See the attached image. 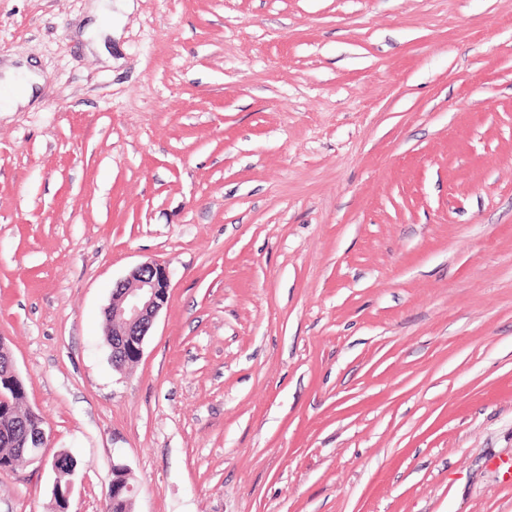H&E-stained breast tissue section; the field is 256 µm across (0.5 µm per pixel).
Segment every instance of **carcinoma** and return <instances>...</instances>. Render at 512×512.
<instances>
[{
    "label": "carcinoma",
    "mask_w": 512,
    "mask_h": 512,
    "mask_svg": "<svg viewBox=\"0 0 512 512\" xmlns=\"http://www.w3.org/2000/svg\"><path fill=\"white\" fill-rule=\"evenodd\" d=\"M10 358L7 344L0 341V472L8 471L19 457V449L26 447L25 424H33L39 415L23 407L26 388L24 380L8 377L6 363ZM66 465L59 470L58 484L66 487L71 469L83 467V461L68 450L60 451ZM113 483L107 490V512H132L133 502L127 486L131 484L129 472L115 469Z\"/></svg>",
    "instance_id": "carcinoma-1"
}]
</instances>
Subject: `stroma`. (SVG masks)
I'll list each match as a JSON object with an SVG mask.
<instances>
[{
  "label": "stroma",
  "instance_id": "35a3bbf8",
  "mask_svg": "<svg viewBox=\"0 0 512 512\" xmlns=\"http://www.w3.org/2000/svg\"><path fill=\"white\" fill-rule=\"evenodd\" d=\"M0 0V337L70 512H512V0ZM171 271L141 360L104 310ZM51 468L0 512H53ZM9 91L3 112H12L19 105H26L34 94L35 76L26 65L9 66L6 70ZM60 456L64 457V459L66 461V465L59 470V474L57 476V481H58V484L61 485L62 489L65 490L62 493H63V497L65 498L68 508H69L70 498H71V494L73 492V483L71 480H69V477H70V475L73 476L75 474V472H76L75 469H81L83 467V461L78 456H76L75 454H73L71 451H68V450H61ZM72 468H74V469L71 471V473H69ZM57 481L55 480V482H54V485H53L54 490L56 488ZM67 481H68V483H67ZM66 483H67V485H66ZM114 466L128 470L125 465L118 464ZM118 468H113L115 472L112 473V485L110 486L108 483L107 512H132L133 502L130 499L131 495L127 486L135 487V485L130 480L129 472Z\"/></svg>",
  "mask_w": 512,
  "mask_h": 512
}]
</instances>
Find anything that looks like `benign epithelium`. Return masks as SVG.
<instances>
[{
    "label": "benign epithelium",
    "instance_id": "benign-epithelium-1",
    "mask_svg": "<svg viewBox=\"0 0 512 512\" xmlns=\"http://www.w3.org/2000/svg\"><path fill=\"white\" fill-rule=\"evenodd\" d=\"M170 284V270L160 261L139 264L116 282L112 289V302L104 312L112 335L120 337V340L112 342L113 357L122 356L129 342L135 345L137 355L143 356L145 338L168 302ZM30 441L40 452L23 454L22 466L35 463L40 467L47 466L48 458L42 452L48 442L44 423L30 428Z\"/></svg>",
    "mask_w": 512,
    "mask_h": 512
}]
</instances>
